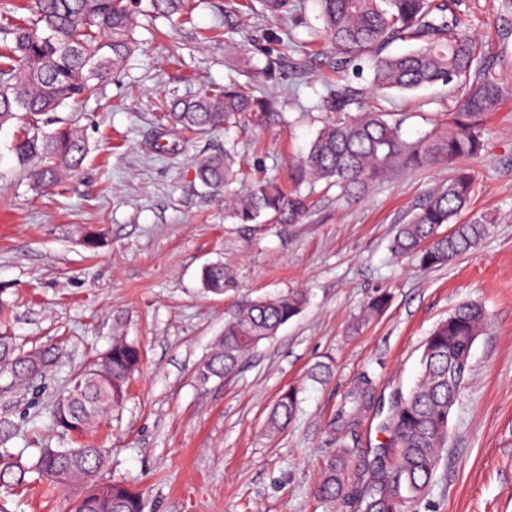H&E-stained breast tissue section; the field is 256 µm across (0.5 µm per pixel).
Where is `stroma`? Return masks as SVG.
Wrapping results in <instances>:
<instances>
[{
    "label": "stroma",
    "instance_id": "stroma-1",
    "mask_svg": "<svg viewBox=\"0 0 512 512\" xmlns=\"http://www.w3.org/2000/svg\"><path fill=\"white\" fill-rule=\"evenodd\" d=\"M483 64L506 90L487 121L484 150L465 166L473 192L462 220L487 219L489 234L447 266L424 270L390 250L398 225L453 168H392L351 198L317 184L295 224H238L205 194L198 157L234 141L251 178L287 180L326 112L327 89L368 86L366 66L336 71L313 34L317 0H292L287 17L259 0H192L176 15L137 29L141 45L102 82L100 99L61 110L88 142L81 172L32 190L9 152L19 123L0 127V298L4 324L24 348L54 345L58 367L27 388L0 376V419L17 426L10 448L34 453L55 395L97 359L113 337L137 344L139 372L122 407L95 433L111 448L102 480L146 489L144 512H356L352 494L374 479L387 442L390 407L407 395L424 343L456 307L482 304L488 326L449 417L448 447L426 495L407 512H512V8L465 0ZM272 98L281 123L240 121L228 132L154 147L159 105L228 82ZM457 105L438 85L393 96L387 110L413 140ZM102 239L90 249L87 230ZM222 260L223 293L201 284L204 264ZM302 293L301 312L262 342L230 378L199 382L197 369L242 305ZM387 293V311L359 324L368 299ZM320 362L332 374L309 379ZM368 378L372 402L349 431L330 423L346 395ZM299 390L300 409L275 436L265 430L280 394ZM353 453L348 497L315 494L334 451ZM79 486L41 481L28 492L0 488V512H69Z\"/></svg>",
    "mask_w": 512,
    "mask_h": 512
}]
</instances>
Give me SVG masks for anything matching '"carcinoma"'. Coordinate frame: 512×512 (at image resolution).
Instances as JSON below:
<instances>
[{"mask_svg":"<svg viewBox=\"0 0 512 512\" xmlns=\"http://www.w3.org/2000/svg\"><path fill=\"white\" fill-rule=\"evenodd\" d=\"M323 33L332 48L326 59L342 71L355 59L370 63L369 88H337L321 97L319 106L339 119L328 121L295 166L292 180L300 186L325 181L345 196L363 192L369 182L390 168H431L475 159L483 150L484 118L499 109L502 89L482 67L483 46L469 31L460 0H318ZM190 0H32L31 18L24 24H0V127L17 121L25 126L9 151L36 189L59 186L78 172L88 144L76 124L58 116L67 105L100 96V80L120 71L134 54L139 17H170L187 12ZM411 44L399 54L386 52L395 42ZM454 84L458 106L448 117L415 140L403 137L401 123L366 101L437 83ZM162 131L167 137L226 129L248 116L259 125L281 120L274 102L253 96L234 84L210 88L160 104ZM234 147L201 159L196 178L210 196H224L227 217L240 224L268 215L294 224L306 212L308 196L286 192L274 181L244 182L233 168ZM472 174L457 170L439 186L392 243L396 254L412 253L425 269L443 266L466 253L490 231L481 221L457 223L472 193ZM201 283L224 292V264L203 267ZM306 302L301 293L254 301L239 308L224 324L198 377L207 382L236 372L249 351L275 336L299 314ZM388 304L384 294L367 303L363 320L379 315ZM487 327L481 305L467 303L435 326L421 357L420 377L407 396L399 397L384 424L396 461L389 467L379 454L373 483L359 497L360 512H402L404 504L425 494L448 444V418L469 371L474 338ZM59 362L52 346L18 350L13 336L0 330V372L23 385ZM139 348L121 336L63 389L48 409L52 429L83 437L96 431L127 395L139 370ZM370 381L350 392L331 429L343 432L355 425L370 403ZM298 390L278 398L266 431L278 434L297 414ZM110 449L92 442L74 448L47 445L34 456L0 448V487L25 489L32 479L61 484L77 482L84 491L71 512H144L143 492L123 483L101 482L98 473ZM348 451L332 455L316 493L325 501L344 495L343 471Z\"/></svg>","mask_w":512,"mask_h":512,"instance_id":"1","label":"carcinoma"}]
</instances>
